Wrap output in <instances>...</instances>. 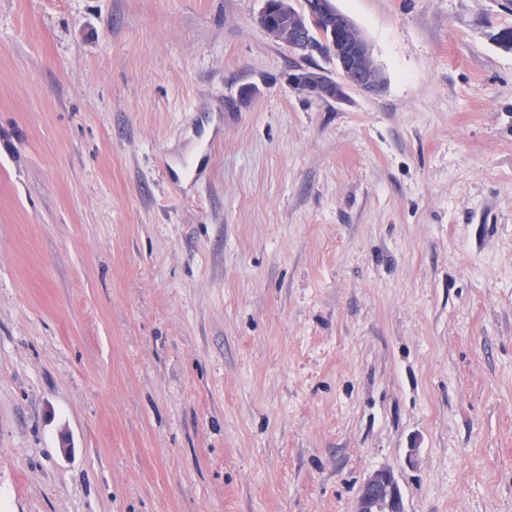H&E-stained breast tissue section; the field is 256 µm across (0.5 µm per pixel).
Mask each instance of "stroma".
<instances>
[{
  "instance_id": "stroma-1",
  "label": "stroma",
  "mask_w": 512,
  "mask_h": 512,
  "mask_svg": "<svg viewBox=\"0 0 512 512\" xmlns=\"http://www.w3.org/2000/svg\"><path fill=\"white\" fill-rule=\"evenodd\" d=\"M335 4L0 0V512H512V0ZM304 8L295 11L288 8L287 0H265L260 19L269 35L303 55L317 54L336 67L340 81L332 79L326 69H297L288 75V83L299 93L316 98L341 100L345 90L355 88L364 91H377L383 85V77L374 65L367 42L353 27L352 21L337 8L333 0H305ZM289 15V19H288ZM323 22L326 36L320 43L309 38V20ZM373 63V65H372ZM354 511H405L401 491L391 469H378L365 479L361 486Z\"/></svg>"
}]
</instances>
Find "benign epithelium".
<instances>
[{
    "mask_svg": "<svg viewBox=\"0 0 512 512\" xmlns=\"http://www.w3.org/2000/svg\"><path fill=\"white\" fill-rule=\"evenodd\" d=\"M261 19L269 35L303 55L332 57L340 80L332 79L325 69H297L288 75L289 85L297 92L341 100L349 88L373 92L382 87L383 77L372 65L367 42L356 34L352 21L336 8L334 0H311L305 9L295 11L288 8V0H265ZM355 512H404L391 469H378L365 479Z\"/></svg>",
    "mask_w": 512,
    "mask_h": 512,
    "instance_id": "7a95c632",
    "label": "benign epithelium"
}]
</instances>
